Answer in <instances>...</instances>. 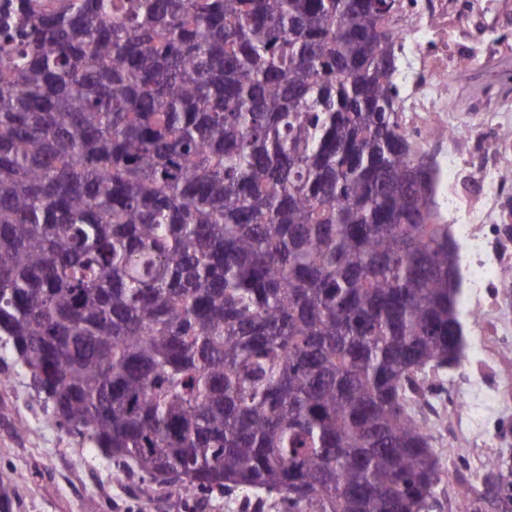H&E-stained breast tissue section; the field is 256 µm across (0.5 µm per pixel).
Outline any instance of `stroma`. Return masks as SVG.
I'll list each match as a JSON object with an SVG mask.
<instances>
[{"instance_id":"1","label":"stroma","mask_w":512,"mask_h":512,"mask_svg":"<svg viewBox=\"0 0 512 512\" xmlns=\"http://www.w3.org/2000/svg\"><path fill=\"white\" fill-rule=\"evenodd\" d=\"M447 2L448 65L465 62L472 73L469 91L451 84L444 95L457 158L437 190L448 195L451 207L441 217L454 228L484 210L489 193L500 210L512 211V182L502 183L495 170L477 183L473 159L477 147L512 158V138L506 136L512 131V101L498 102L492 87L498 70L484 59L495 50L502 62L512 64V0ZM463 324V365L435 378L463 398L464 410L452 416L460 435H436L434 448L443 469L479 487L489 458L512 465V408L501 396L503 386L512 383V323L503 326L490 357L471 318ZM1 375L9 377L10 386L0 394V473L17 481L0 485V512H193L196 496L174 487L138 495L132 478L118 475L109 458L60 426L36 401L27 371L0 339Z\"/></svg>"}]
</instances>
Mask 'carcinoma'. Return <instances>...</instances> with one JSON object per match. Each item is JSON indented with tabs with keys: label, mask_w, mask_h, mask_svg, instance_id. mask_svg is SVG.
<instances>
[{
	"label": "carcinoma",
	"mask_w": 512,
	"mask_h": 512,
	"mask_svg": "<svg viewBox=\"0 0 512 512\" xmlns=\"http://www.w3.org/2000/svg\"><path fill=\"white\" fill-rule=\"evenodd\" d=\"M387 0H17L0 337L118 471L282 512H434L418 379L457 245L401 127ZM503 509L497 475L472 499Z\"/></svg>",
	"instance_id": "carcinoma-1"
}]
</instances>
